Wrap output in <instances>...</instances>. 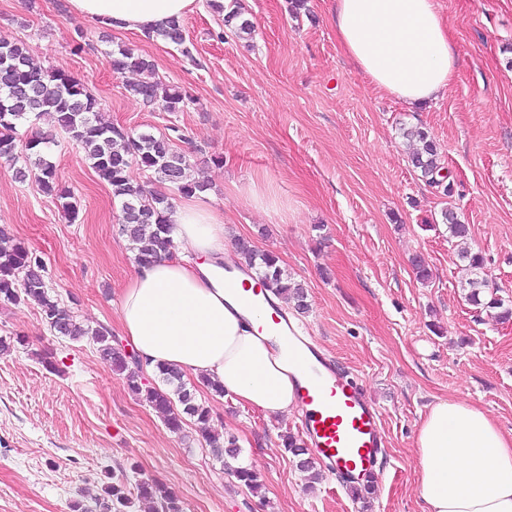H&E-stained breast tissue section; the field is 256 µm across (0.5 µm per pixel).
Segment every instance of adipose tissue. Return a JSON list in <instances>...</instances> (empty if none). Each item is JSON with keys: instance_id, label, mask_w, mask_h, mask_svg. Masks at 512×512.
I'll use <instances>...</instances> for the list:
<instances>
[{"instance_id": "adipose-tissue-1", "label": "adipose tissue", "mask_w": 512, "mask_h": 512, "mask_svg": "<svg viewBox=\"0 0 512 512\" xmlns=\"http://www.w3.org/2000/svg\"><path fill=\"white\" fill-rule=\"evenodd\" d=\"M85 18L118 30L155 32L192 13L197 0H69ZM333 25L358 72L408 104L437 100L452 81L457 53L435 0H336ZM176 255L136 266L118 323L145 370L165 364L218 380L226 393L278 415L295 404V383L270 312L250 316L224 291V217L207 199L169 214ZM416 481L425 512H512V434L482 410L436 403L416 441Z\"/></svg>"}]
</instances>
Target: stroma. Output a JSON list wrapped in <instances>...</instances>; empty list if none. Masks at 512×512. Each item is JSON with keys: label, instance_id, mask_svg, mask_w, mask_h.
Returning a JSON list of instances; mask_svg holds the SVG:
<instances>
[{"label": "stroma", "instance_id": "1", "mask_svg": "<svg viewBox=\"0 0 512 512\" xmlns=\"http://www.w3.org/2000/svg\"><path fill=\"white\" fill-rule=\"evenodd\" d=\"M251 39L225 28L208 4L187 15L186 48L75 16L69 0H0V43L25 42L68 70L100 102L102 122L134 134L178 128L192 178L224 213V241L273 252L301 281L309 308L289 315L333 354L377 404L385 451L369 492L339 477L308 482L282 446L295 414L273 416L197 385L212 433L235 437L255 493L210 453L187 421L169 431L89 340L51 333L36 305L0 302V512H73L102 497L106 472H131L173 491L183 512H422L414 439L431 406L462 399L512 433V321L465 299L467 275L442 213L469 225L493 293L512 302V0H435L459 66L447 93L417 108L376 89L345 56L330 22L333 0H238ZM82 52H74L76 43ZM119 42L152 60L163 83L194 103L166 112L131 97L136 72L114 73ZM426 127L442 152L452 195L409 161L402 127ZM53 135L48 157L77 206L69 218L33 177L0 161V226L42 258L74 319L107 327L135 270L121 204L85 153L49 117L20 127ZM265 198L250 201V190ZM433 277L416 279L414 257ZM54 361L46 368L43 357Z\"/></svg>", "mask_w": 512, "mask_h": 512}]
</instances>
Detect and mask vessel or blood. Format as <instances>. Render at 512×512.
I'll return each mask as SVG.
<instances>
[{
	"label": "vessel or blood",
	"mask_w": 512,
	"mask_h": 512,
	"mask_svg": "<svg viewBox=\"0 0 512 512\" xmlns=\"http://www.w3.org/2000/svg\"><path fill=\"white\" fill-rule=\"evenodd\" d=\"M252 311L270 307L264 290L238 287L228 280ZM294 370L301 430L315 458L326 463L346 484L372 474L384 446L378 408L363 386L344 374L333 357L291 322L284 313L273 320Z\"/></svg>",
	"instance_id": "vessel-or-blood-1"
}]
</instances>
